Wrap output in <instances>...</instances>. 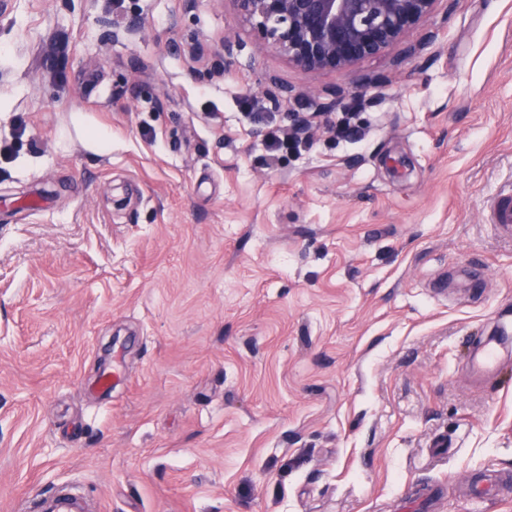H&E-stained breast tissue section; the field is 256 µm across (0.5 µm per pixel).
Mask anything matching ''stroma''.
<instances>
[{
	"mask_svg": "<svg viewBox=\"0 0 512 512\" xmlns=\"http://www.w3.org/2000/svg\"><path fill=\"white\" fill-rule=\"evenodd\" d=\"M337 91L363 139L268 164ZM509 186L512 0L317 71L233 0H0V512H512L466 495L512 476V357L468 372L512 324ZM305 129L306 125L296 126L291 131L280 127H273L269 133V159L272 161L276 160L279 152L283 149L299 152L301 147L307 146V138L301 136ZM490 221L504 233L512 235V195L498 193L490 205ZM504 325H498L494 336L480 343L470 357V370L474 377L483 378L495 372L502 360L503 350L512 345L511 336Z\"/></svg>",
	"mask_w": 512,
	"mask_h": 512,
	"instance_id": "35a3bbf8",
	"label": "stroma"
}]
</instances>
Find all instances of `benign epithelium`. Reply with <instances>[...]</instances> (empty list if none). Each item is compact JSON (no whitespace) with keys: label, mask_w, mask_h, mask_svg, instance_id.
<instances>
[{"label":"benign epithelium","mask_w":512,"mask_h":512,"mask_svg":"<svg viewBox=\"0 0 512 512\" xmlns=\"http://www.w3.org/2000/svg\"><path fill=\"white\" fill-rule=\"evenodd\" d=\"M439 0H234L260 49L304 70L345 69L402 41Z\"/></svg>","instance_id":"benign-epithelium-1"}]
</instances>
